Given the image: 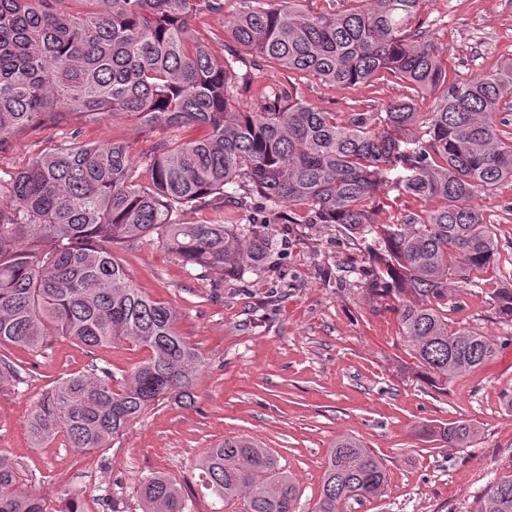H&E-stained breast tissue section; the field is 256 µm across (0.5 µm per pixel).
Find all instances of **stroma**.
I'll list each match as a JSON object with an SVG mask.
<instances>
[{
	"label": "stroma",
	"instance_id": "1",
	"mask_svg": "<svg viewBox=\"0 0 512 512\" xmlns=\"http://www.w3.org/2000/svg\"><path fill=\"white\" fill-rule=\"evenodd\" d=\"M414 24L446 43L453 66L468 77L512 59V0H424ZM298 89L309 103L343 113L367 102L385 107L405 92L391 79L339 90L312 76L299 79ZM76 130L86 141H125L137 158L157 140L181 135L147 133L109 112L84 128L71 115L17 132L0 154V173L26 167ZM475 205L497 235L496 266L451 289L444 312L449 324L503 344L496 361L448 386L432 384L413 369L393 298L370 289L372 262L362 242L331 224L289 223L284 206L209 205L184 213L182 222L271 224L273 257L240 277H198L148 239L115 251L142 292L177 310L178 333L203 354L192 404L156 405L92 454L61 437L33 447L27 416L55 378L92 362L119 377L143 357L125 346L89 354L52 337L38 352H14L30 374L0 387V454L54 512H142L139 487L155 473L192 490L191 512H217L213 497L196 488V465L213 443L242 434L278 455L298 487L297 512H313L328 449L352 435L383 461L387 483L381 496L349 501L345 512H471L492 479L512 472V321L488 295L512 285V181ZM451 422L474 424L476 441L451 448L425 432Z\"/></svg>",
	"mask_w": 512,
	"mask_h": 512
}]
</instances>
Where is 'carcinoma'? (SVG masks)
Masks as SVG:
<instances>
[{
	"mask_svg": "<svg viewBox=\"0 0 512 512\" xmlns=\"http://www.w3.org/2000/svg\"><path fill=\"white\" fill-rule=\"evenodd\" d=\"M312 15L294 0L269 7L242 0L224 35L193 22L223 0H0V153L15 131L75 113L94 125L104 112L147 130L199 128L162 139L136 161L123 141L93 144L79 131L29 166L0 178V383L21 382L28 362L10 348L38 351L61 336L87 349L126 345L146 352L118 381L94 364L53 381L27 418L42 448L63 435L86 451L111 447L131 421L166 400L183 403L204 366L176 331L166 302L136 288L112 247L156 237L183 266L238 275L271 252L264 224H182L213 201L292 207V223L335 224L352 238L374 236L373 286L396 301L415 366L436 385L495 360L498 344L448 323L450 286L494 267L499 242L471 201L512 180V133L496 114L512 109V60L477 78H448V46L411 30L423 0H346ZM227 37L224 59L213 46ZM251 54L246 61L236 52ZM314 76L340 90L387 74L409 93L383 112L343 116L302 99L274 72ZM257 84L246 112L237 88ZM433 96L419 120L417 98ZM401 166L404 174H388ZM392 184L427 204L399 224H379L376 194ZM512 318V286L489 291ZM425 431L448 447L477 430L453 422ZM202 486L243 512H295L298 488L279 458L241 435L226 436L197 464ZM386 468L363 441L328 450L314 512H344L379 496ZM143 512H189L183 487L149 476ZM0 512H49L0 455ZM472 512H512V472L490 482Z\"/></svg>",
	"mask_w": 512,
	"mask_h": 512,
	"instance_id": "obj_1",
	"label": "carcinoma"
}]
</instances>
